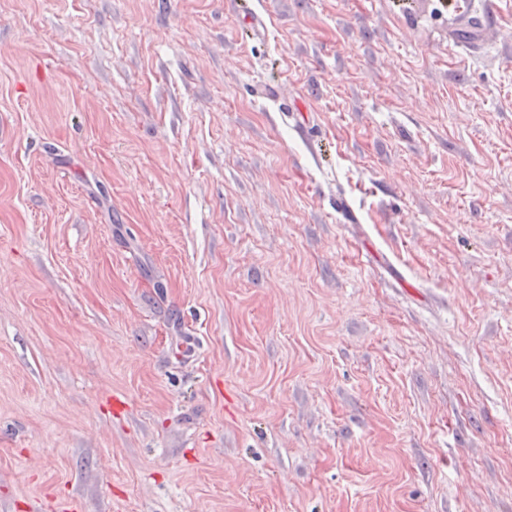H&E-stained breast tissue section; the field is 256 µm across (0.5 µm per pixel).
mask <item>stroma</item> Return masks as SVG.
<instances>
[{
    "instance_id": "stroma-1",
    "label": "stroma",
    "mask_w": 512,
    "mask_h": 512,
    "mask_svg": "<svg viewBox=\"0 0 512 512\" xmlns=\"http://www.w3.org/2000/svg\"><path fill=\"white\" fill-rule=\"evenodd\" d=\"M224 2L0 0V512H512V0Z\"/></svg>"
}]
</instances>
